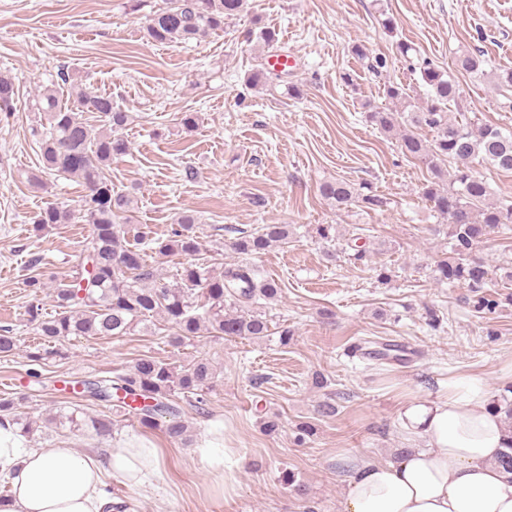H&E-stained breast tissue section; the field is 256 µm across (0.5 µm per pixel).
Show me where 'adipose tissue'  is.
Returning a JSON list of instances; mask_svg holds the SVG:
<instances>
[{
	"label": "adipose tissue",
	"mask_w": 512,
	"mask_h": 512,
	"mask_svg": "<svg viewBox=\"0 0 512 512\" xmlns=\"http://www.w3.org/2000/svg\"><path fill=\"white\" fill-rule=\"evenodd\" d=\"M399 425L425 447L392 461L352 457L343 512H512V475L496 463L512 429L481 378L461 374L437 394L415 395ZM161 465L158 449L144 445L113 449L102 461L27 447L12 425L0 426V472L13 487L0 512H128L106 492L104 473L137 485Z\"/></svg>",
	"instance_id": "adipose-tissue-1"
}]
</instances>
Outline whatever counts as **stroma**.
<instances>
[{"mask_svg": "<svg viewBox=\"0 0 512 512\" xmlns=\"http://www.w3.org/2000/svg\"><path fill=\"white\" fill-rule=\"evenodd\" d=\"M129 0H0V75L19 88L17 110L0 120V327L19 340L0 357V392L23 397L35 427L32 448H68L106 457L115 448L147 443L164 467L147 474V499L130 484L105 476L112 498L139 500L138 512H340L348 473L336 460L369 454L392 459L398 449L422 447L399 429L401 406L422 392L437 393L459 373L480 377L496 395L507 393L512 372V228L473 247L470 259L491 271L486 288L495 311H479L466 285L438 280L435 268L453 254L448 228L421 196L426 167L405 157L399 137L366 122L363 104H384L383 85H403L423 105L419 74L395 53L403 40L440 69L455 52L481 53L482 73L462 76L451 112H473L481 122L512 129V91L495 86L496 73L512 68V0H247L223 31L200 41L147 42L146 12ZM394 20V31L382 25ZM269 29L277 52L293 58L279 86L253 88L247 77L267 50L247 30ZM355 44L382 56V74L369 72L352 54ZM67 72L66 92L107 93L131 122L121 135L125 155L107 174L116 192L135 191L130 224L166 240L180 215L196 218L204 249L198 261L211 273L248 265L259 278L278 282L277 300H257L252 310L271 327L288 324V343L278 335L257 341L201 336L179 346L159 325L129 336L75 337L59 344V356L43 361L40 378L29 375L27 353L36 344L28 306L38 299L25 285L31 257L47 287L71 278L92 227L82 219L35 230L32 219L55 203L81 212L85 189L75 179L44 175L42 186L26 176L37 171L43 113L32 111L38 90ZM355 77L354 86L340 79ZM298 92L288 95L286 85ZM198 113L194 131L182 113ZM342 178L369 183L387 200L384 209H332L321 182ZM265 224L288 225L286 244L247 256L232 250L240 232ZM332 224L336 239L320 240L316 227ZM363 228L366 256L350 261L346 240ZM388 281H380V270ZM45 313L51 298L42 297ZM436 326H428L429 315ZM387 341L406 349L405 360L385 363L353 357L351 346ZM152 356L177 365L212 358L217 378L205 411L183 403L193 433L187 445L171 443L136 418L98 436L51 416L80 407L108 417L106 403L74 394L78 381L130 369ZM323 385H316V378ZM334 414L324 415L323 404ZM278 421L269 432L266 420ZM306 423L313 435L299 437ZM295 485H288L286 475Z\"/></svg>", "mask_w": 512, "mask_h": 512, "instance_id": "stroma-1", "label": "stroma"}]
</instances>
